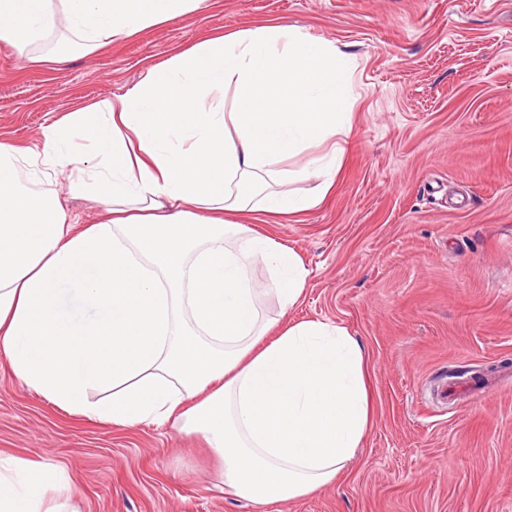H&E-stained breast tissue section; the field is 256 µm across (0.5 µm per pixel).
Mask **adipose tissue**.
<instances>
[{
  "label": "adipose tissue",
  "mask_w": 512,
  "mask_h": 512,
  "mask_svg": "<svg viewBox=\"0 0 512 512\" xmlns=\"http://www.w3.org/2000/svg\"><path fill=\"white\" fill-rule=\"evenodd\" d=\"M206 0H0L19 52L52 33L90 53ZM354 55L288 25L246 27L151 66L113 100L0 141V359L29 390L118 427L183 422L256 505L313 496L356 456L373 418L367 354L339 324L271 331L252 259L283 308L305 294L298 252L241 223L322 203L350 148ZM306 155L296 169L280 158ZM70 170L101 205L74 231L58 195L22 186ZM314 179L313 192L277 183ZM107 398L88 403V389ZM37 468L0 457V512H58Z\"/></svg>",
  "instance_id": "obj_1"
}]
</instances>
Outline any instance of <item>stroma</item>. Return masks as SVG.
<instances>
[{
  "label": "stroma",
  "mask_w": 512,
  "mask_h": 512,
  "mask_svg": "<svg viewBox=\"0 0 512 512\" xmlns=\"http://www.w3.org/2000/svg\"><path fill=\"white\" fill-rule=\"evenodd\" d=\"M276 23L358 61L335 188L307 214L249 218L310 272L285 310L254 260L261 317L337 323L366 349L375 412L354 462L313 496L256 506L225 492L218 459L180 423L90 420L3 366L0 453L52 463L70 485L61 512H512V0H208L42 65L0 39V140L33 144L178 48ZM49 188L96 220L74 175ZM463 372L475 383L441 403L437 389Z\"/></svg>",
  "instance_id": "stroma-1"
}]
</instances>
